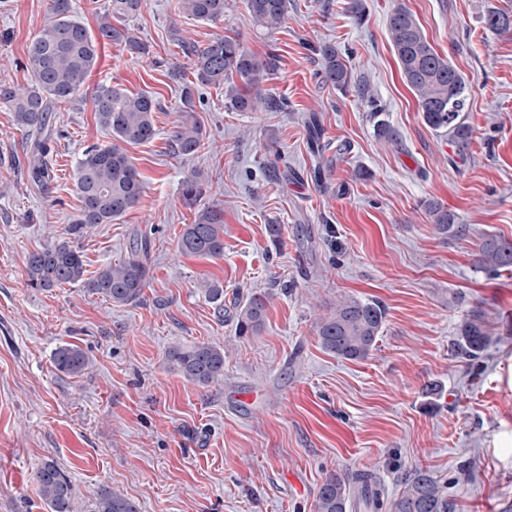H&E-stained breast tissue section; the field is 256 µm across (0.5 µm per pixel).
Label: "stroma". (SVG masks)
I'll return each mask as SVG.
<instances>
[{
  "mask_svg": "<svg viewBox=\"0 0 512 512\" xmlns=\"http://www.w3.org/2000/svg\"><path fill=\"white\" fill-rule=\"evenodd\" d=\"M176 3L145 0L131 27L147 55L102 44L83 91L52 113L48 190L28 181L30 139L0 105V512H49L34 481L46 460L67 471L78 512H91L103 487L139 512H313L328 474L370 471L393 493L417 467L447 480L456 512H512V273L474 264L483 235L512 239V32L485 25L488 10L511 11L512 0H362L360 22L349 0H289L273 31L255 26L244 0H225L214 22ZM401 5L470 83L466 157L423 122L401 78L387 30ZM47 7L0 0V81L28 79L27 47ZM218 35L260 60L277 54L256 88L284 106L238 112L224 88L197 85L206 148L175 156L169 133L193 71L182 48ZM325 44L349 61L347 91L318 77ZM102 83L159 103L155 138L124 147L145 185L140 201L74 241L89 277L150 241V280L131 305L81 282L37 290L25 271L28 253L63 237L78 213L77 159L111 142L91 99ZM374 103L397 143L376 135ZM312 115L325 139L347 147L322 187L310 177ZM194 176L202 193L184 199ZM428 199L468 235H439ZM208 206L224 211L223 255L181 254L185 224ZM207 282L223 287V310ZM260 293L262 331L237 335L238 306ZM346 296L386 312L358 361L318 341L319 317ZM473 310L494 338L475 369L451 353ZM69 343L90 360L77 376L52 362ZM195 343L223 348V379L202 386L173 367L168 351ZM431 383L440 393L426 394Z\"/></svg>",
  "mask_w": 512,
  "mask_h": 512,
  "instance_id": "35a3bbf8",
  "label": "stroma"
}]
</instances>
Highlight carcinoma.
<instances>
[{"label":"carcinoma","instance_id":"obj_1","mask_svg":"<svg viewBox=\"0 0 512 512\" xmlns=\"http://www.w3.org/2000/svg\"><path fill=\"white\" fill-rule=\"evenodd\" d=\"M142 3L143 0H110L107 9L98 15V35L94 36L73 19V0H49L50 20L33 36L27 49L30 81L24 85L0 82V105L13 112L16 125L32 137L33 161L28 170L31 184L45 188L51 179L52 160L46 146L51 113L75 100L82 91L98 63L101 43H120L133 54L147 52L125 24L139 14ZM177 7L180 13L199 21H216L224 16V0H178ZM246 7L258 26L272 30L285 20L288 0H246ZM485 24L493 32H511L512 11L493 8L485 16ZM388 33L401 77L416 96L423 120L448 137L458 154L465 156L471 131L464 115L469 86L463 73L434 49L407 8L398 7L391 13ZM185 51L193 56L197 82L226 88L225 96L236 111L276 109L273 97L251 94L261 73L274 71L275 57L260 61L248 54L238 39L227 35L212 39L201 49L187 47ZM319 53L322 81L339 90L348 89L351 70L336 47L324 44ZM158 108L159 103L151 95L128 93L110 84L97 86L95 118L111 134L113 143L87 148L76 163L79 209L68 234L76 237L97 224H110L139 202L144 184L120 144L152 140L156 135L154 112ZM372 119L379 137L398 142L396 133L376 107ZM169 144L173 154L183 156L195 154L204 146L191 86L184 88L180 117L172 127ZM424 205L437 233L446 238H461L468 232V225L457 223V217L435 201H426ZM179 247L191 256L221 255L224 210L205 207L197 211L193 221L185 225ZM149 252L148 241L135 243L125 260L100 268L86 281V287L115 304L138 301L149 283ZM475 264L488 275L512 271V240L495 234L484 236ZM26 273L30 287L50 291L82 281L84 260L70 241L59 240L29 253ZM203 288L216 309L224 311V288L209 282ZM268 305V296H251L239 310L238 334L260 333ZM384 322L385 310L378 302L344 297L319 323L321 347L341 359H364L376 346ZM492 342L483 317L473 313L457 327L453 354L473 365ZM168 358L190 381L206 385L224 377V349L212 344L174 347ZM53 363L61 373L78 375L88 366V357L78 346L65 344L55 349ZM34 479L50 512H76L72 481L55 462L42 463ZM361 506L365 512H456V504L448 495V483L423 468L412 470L391 497L385 495L368 472L330 474L316 494L313 512H349ZM93 512H137V508L131 500L102 488L95 498Z\"/></svg>","mask_w":512,"mask_h":512}]
</instances>
